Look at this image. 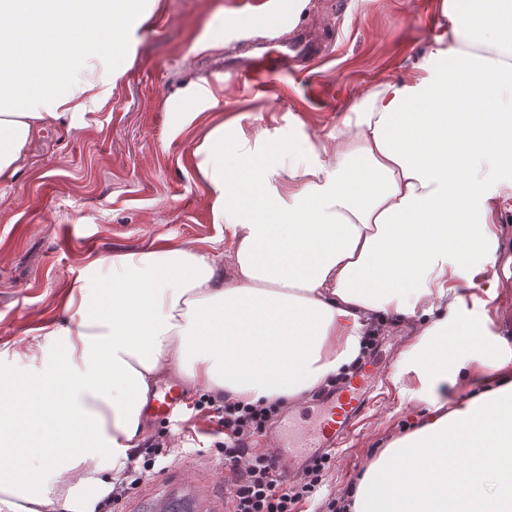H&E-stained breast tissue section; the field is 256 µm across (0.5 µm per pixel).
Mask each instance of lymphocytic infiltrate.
Returning <instances> with one entry per match:
<instances>
[{"instance_id": "f902f5d3", "label": "lymphocytic infiltrate", "mask_w": 512, "mask_h": 512, "mask_svg": "<svg viewBox=\"0 0 512 512\" xmlns=\"http://www.w3.org/2000/svg\"><path fill=\"white\" fill-rule=\"evenodd\" d=\"M198 412H211L224 441L220 463L230 474L227 501L231 512H299L298 506L315 493L321 473L329 464L330 455L305 464L292 479H283L278 457L274 451L256 448L258 437L265 434L282 410L280 403L259 407L240 401L217 403L201 400L195 405ZM165 439L155 436L146 443L145 458L140 467H128L127 479L116 485L98 504L100 512L130 496L131 490L155 476L154 458L161 454Z\"/></svg>"}]
</instances>
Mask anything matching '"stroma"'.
Listing matches in <instances>:
<instances>
[{"label":"stroma","mask_w":512,"mask_h":512,"mask_svg":"<svg viewBox=\"0 0 512 512\" xmlns=\"http://www.w3.org/2000/svg\"><path fill=\"white\" fill-rule=\"evenodd\" d=\"M158 0L136 34L132 64L111 100L74 119L49 124L28 148L14 178L0 183V344L23 346L28 331L60 318L81 271L100 257L151 244L219 239L212 200L194 148L210 122L224 124V148L247 139L269 166L288 158L298 138L325 141L348 109L380 84L427 77L423 64L444 26L443 0ZM327 30V52L308 69L271 75L255 92L223 78L224 52L238 28L273 39L287 16ZM223 40H215L216 32ZM207 81L212 98L192 97ZM379 391L352 436L333 456L305 512H325L342 497L378 444L427 407L415 377L404 374L415 331L381 329ZM215 426L190 411L170 423L149 420L145 437L166 432L160 474L114 512H151L156 499L191 485L200 498L226 496Z\"/></svg>","instance_id":"1"}]
</instances>
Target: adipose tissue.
<instances>
[{
	"instance_id": "obj_1",
	"label": "adipose tissue",
	"mask_w": 512,
	"mask_h": 512,
	"mask_svg": "<svg viewBox=\"0 0 512 512\" xmlns=\"http://www.w3.org/2000/svg\"><path fill=\"white\" fill-rule=\"evenodd\" d=\"M448 44L428 77L385 83L328 144L244 164L224 127L197 145L223 238L116 253L89 264L63 319L30 330L34 376L0 369V512H89L139 452L161 375L254 405L304 401L394 322L421 341L406 358L431 406L353 487L350 512H512V344L487 325L502 285L499 223L512 174V0H445ZM136 0H0V179L67 114L100 107L134 57L113 24L139 29ZM55 39L47 70L42 39ZM278 186H270V178ZM482 288L480 315L467 313ZM464 385L449 404L441 391Z\"/></svg>"
}]
</instances>
